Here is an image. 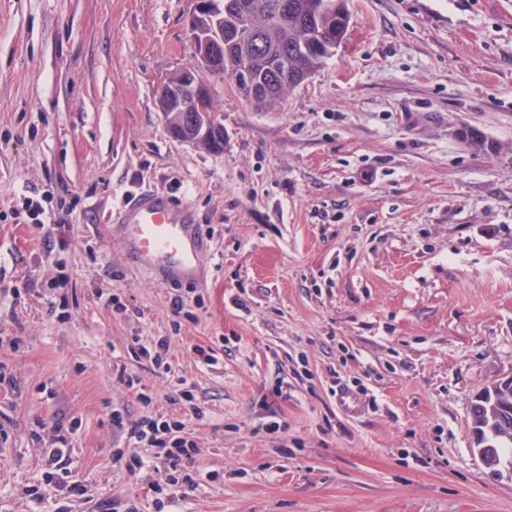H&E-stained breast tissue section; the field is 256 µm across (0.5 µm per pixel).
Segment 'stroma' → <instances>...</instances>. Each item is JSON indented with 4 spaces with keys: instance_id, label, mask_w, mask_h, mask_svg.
<instances>
[{
    "instance_id": "stroma-1",
    "label": "stroma",
    "mask_w": 512,
    "mask_h": 512,
    "mask_svg": "<svg viewBox=\"0 0 512 512\" xmlns=\"http://www.w3.org/2000/svg\"><path fill=\"white\" fill-rule=\"evenodd\" d=\"M192 8L0 0V512H154L159 475L112 460L147 414L199 447L171 512H512L468 414L512 375V0H346L333 56L276 108L215 80L220 152L157 107L195 62ZM31 189L57 223L21 214ZM148 190L209 234L200 284L126 261L110 214ZM136 336L168 337L169 374ZM58 424L84 496L47 484Z\"/></svg>"
}]
</instances>
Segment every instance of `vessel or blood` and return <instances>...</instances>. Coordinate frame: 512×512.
<instances>
[{
    "label": "vessel or blood",
    "mask_w": 512,
    "mask_h": 512,
    "mask_svg": "<svg viewBox=\"0 0 512 512\" xmlns=\"http://www.w3.org/2000/svg\"><path fill=\"white\" fill-rule=\"evenodd\" d=\"M119 211L129 263L154 270L164 281L195 277L205 254V234L188 205L147 191L123 199Z\"/></svg>",
    "instance_id": "b4317fda"
}]
</instances>
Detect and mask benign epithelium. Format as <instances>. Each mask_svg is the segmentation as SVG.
<instances>
[{"instance_id": "7a95c632", "label": "benign epithelium", "mask_w": 512, "mask_h": 512, "mask_svg": "<svg viewBox=\"0 0 512 512\" xmlns=\"http://www.w3.org/2000/svg\"><path fill=\"white\" fill-rule=\"evenodd\" d=\"M194 5L190 31L196 61L161 85L159 107L164 115L181 113L179 123L168 125L173 138L196 144L204 142L219 151L224 146V124L221 114L211 108L213 80L224 76L227 65L235 83L251 98L261 95V87L251 83L249 64L245 60L230 57L231 44L224 41V35L211 37V27L224 24V18L216 15L214 0H194Z\"/></svg>"}]
</instances>
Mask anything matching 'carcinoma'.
<instances>
[{"mask_svg": "<svg viewBox=\"0 0 512 512\" xmlns=\"http://www.w3.org/2000/svg\"><path fill=\"white\" fill-rule=\"evenodd\" d=\"M224 8V30L245 27L249 24L259 30L268 52H288V77L270 75L257 58L252 68V80L266 84L269 96L253 102L261 109H271L280 104L294 87L318 71L333 56L336 45L345 31L341 29L340 0H296L294 14L286 22L268 24L267 12L272 0H251L254 11L244 18L234 13L235 0H216ZM471 432L490 440L500 462L512 463V432L496 436L503 422L512 425V383L503 387L497 382L480 390L471 401Z\"/></svg>", "mask_w": 512, "mask_h": 512, "instance_id": "carcinoma-1", "label": "carcinoma"}]
</instances>
